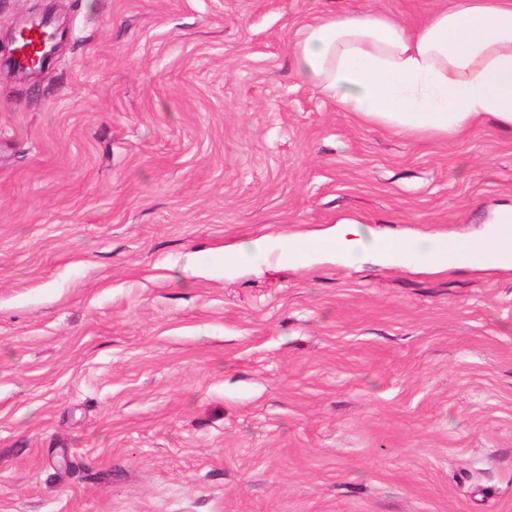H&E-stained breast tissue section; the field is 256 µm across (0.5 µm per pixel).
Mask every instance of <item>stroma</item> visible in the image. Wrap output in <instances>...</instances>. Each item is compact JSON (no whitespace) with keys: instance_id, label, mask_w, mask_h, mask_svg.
Returning a JSON list of instances; mask_svg holds the SVG:
<instances>
[{"instance_id":"35a3bbf8","label":"stroma","mask_w":512,"mask_h":512,"mask_svg":"<svg viewBox=\"0 0 512 512\" xmlns=\"http://www.w3.org/2000/svg\"><path fill=\"white\" fill-rule=\"evenodd\" d=\"M435 4L0 0L1 37L62 34L0 62V512H512V267L278 258L512 206L511 133L396 134L297 75L315 18Z\"/></svg>"}]
</instances>
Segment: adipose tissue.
<instances>
[{
	"label": "adipose tissue",
	"instance_id": "obj_1",
	"mask_svg": "<svg viewBox=\"0 0 512 512\" xmlns=\"http://www.w3.org/2000/svg\"><path fill=\"white\" fill-rule=\"evenodd\" d=\"M293 55L304 82L363 122L445 137L486 122L512 132V0H453L412 29L376 10L330 14L306 25ZM493 236L512 237V207L467 240L465 265H512V255L487 252ZM326 242L353 258L373 250L391 262L412 253L438 271L455 265L443 238H371L354 220Z\"/></svg>",
	"mask_w": 512,
	"mask_h": 512
}]
</instances>
